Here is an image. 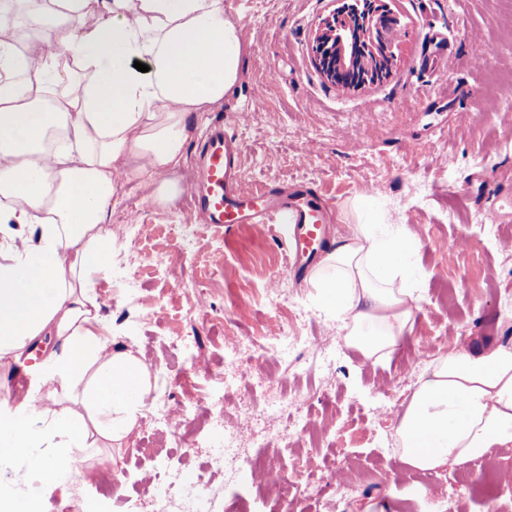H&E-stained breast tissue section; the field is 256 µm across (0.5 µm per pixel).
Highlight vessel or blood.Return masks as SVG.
Returning <instances> with one entry per match:
<instances>
[{"label": "vessel or blood", "instance_id": "b4317fda", "mask_svg": "<svg viewBox=\"0 0 512 512\" xmlns=\"http://www.w3.org/2000/svg\"><path fill=\"white\" fill-rule=\"evenodd\" d=\"M235 158L224 129L206 141L199 160L200 180L189 196L205 223L223 229L236 224H263L269 216L291 217L296 254L312 267L325 251V206L313 194L296 189L285 194L242 195L234 183Z\"/></svg>", "mask_w": 512, "mask_h": 512}]
</instances>
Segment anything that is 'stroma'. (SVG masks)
<instances>
[{"label":"stroma","instance_id":"35a3bbf8","mask_svg":"<svg viewBox=\"0 0 512 512\" xmlns=\"http://www.w3.org/2000/svg\"><path fill=\"white\" fill-rule=\"evenodd\" d=\"M386 2L404 33L391 71L346 88L318 70L312 49L336 0H224L225 11L242 17L248 54L223 107L196 120L179 174L184 186L195 182L206 135L223 123L240 146V190L307 186L325 201L335 238L351 222L345 204L378 185L387 223L407 225L422 244L424 299L411 336L390 360L365 362L339 323L315 307L307 279L288 272L292 246L282 225L217 229L202 223L187 195L160 208L126 184L112 229L136 249L100 276L95 291L113 337L157 371L156 403L194 407L196 428L174 429L146 413L127 445L75 449L84 476L41 482L45 512L99 496L108 470L115 480L101 508L124 512L126 498L147 496L160 454L179 457L184 477H196L225 431L271 395L288 401L286 415L269 424L285 447L251 448L248 456L287 470L298 448L321 464L318 496L289 494L288 512L371 504L385 512H485L475 463L436 472L402 466L394 429L424 367L421 349L438 356L456 343L512 337V0ZM479 48L488 54L481 66L473 62ZM488 100L496 103L490 112ZM246 109L248 122L235 124ZM404 141L412 150L401 149ZM309 142L315 154L306 153ZM460 235L468 248L454 246ZM272 322L302 340L279 389L263 380L283 364ZM229 336L244 348L233 366L224 363ZM222 377L230 388L217 412L209 397ZM183 439L195 444L186 457Z\"/></svg>","mask_w":512,"mask_h":512}]
</instances>
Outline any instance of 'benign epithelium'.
Segmentation results:
<instances>
[{
  "instance_id": "obj_1",
  "label": "benign epithelium",
  "mask_w": 512,
  "mask_h": 512,
  "mask_svg": "<svg viewBox=\"0 0 512 512\" xmlns=\"http://www.w3.org/2000/svg\"><path fill=\"white\" fill-rule=\"evenodd\" d=\"M399 26L382 0H350L318 23L313 50L320 70L342 86L385 77L395 59Z\"/></svg>"
}]
</instances>
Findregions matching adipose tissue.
Listing matches in <instances>:
<instances>
[{
	"mask_svg": "<svg viewBox=\"0 0 512 512\" xmlns=\"http://www.w3.org/2000/svg\"><path fill=\"white\" fill-rule=\"evenodd\" d=\"M247 44L224 0H0V359L27 365L42 397L0 391V512H43L33 478L78 475L75 448L121 446L156 391L141 353L111 341L94 291L121 241L125 184L165 206L191 117L236 88ZM146 71H138L137 63ZM354 199L309 283L364 361H382L421 309L419 241ZM59 348L32 363L45 333ZM66 397L68 406L58 404ZM401 464L454 468L512 446V342L454 345L430 360L395 427ZM52 456H43V449Z\"/></svg>",
	"mask_w": 512,
	"mask_h": 512,
	"instance_id": "1",
	"label": "adipose tissue"
}]
</instances>
